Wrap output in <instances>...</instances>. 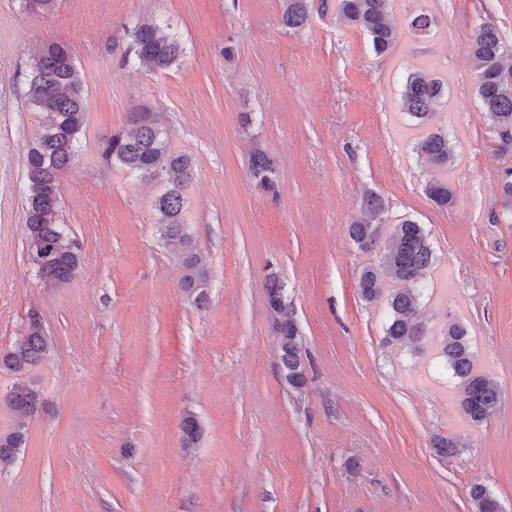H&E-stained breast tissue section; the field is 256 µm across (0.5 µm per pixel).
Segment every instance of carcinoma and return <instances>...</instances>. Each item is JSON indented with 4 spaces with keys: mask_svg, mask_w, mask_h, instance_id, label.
I'll return each mask as SVG.
<instances>
[{
    "mask_svg": "<svg viewBox=\"0 0 512 512\" xmlns=\"http://www.w3.org/2000/svg\"><path fill=\"white\" fill-rule=\"evenodd\" d=\"M56 0H20L25 14L50 13ZM394 0H333L336 18L345 21L369 38L374 52L386 53L397 39V26L392 18ZM309 18L308 0H285L282 23L300 29ZM431 22L423 14L410 18L407 26L414 35L430 32ZM174 24L167 19L143 23L127 30L131 53L139 67L150 72H163L178 64L185 48L172 33ZM473 70L475 89L491 127L499 139V151L512 149V64L504 62V46L496 24L485 19L473 30ZM448 95V83L420 70L406 74L402 96L405 111L419 126L431 124L435 111ZM25 98L27 105L48 114V122L33 134L26 156L25 241L28 260L47 283L70 282L82 264L79 245L65 225L57 223L60 206V178L79 153L80 135L87 119L83 82L75 65L71 47L63 42H49L37 47L31 55ZM130 131L113 130L102 136L98 145L100 161L130 175L159 183L162 191L153 201L158 212L161 234L185 246L182 280L183 291L198 306L207 301L210 270L207 257L191 245L184 214L188 208L187 188L194 178L192 158L172 148L167 129L155 112L139 109L130 113ZM418 153L425 161L444 172L454 166L456 155L442 129H432L418 142ZM249 170L259 188L272 192L276 186V170L263 151H254L248 160ZM424 193L436 207L446 210L455 202L448 179L425 183ZM385 204L380 195L368 192L361 210L367 218L349 225L351 239L361 249L377 243L378 225L372 218L380 215ZM502 215L512 217V170L506 172L502 185ZM434 262V252L422 225L404 220L394 225L381 255L380 265L395 283L387 299L389 319L384 329L386 342L402 346H420L427 330L418 317L419 297L425 285L421 278ZM377 268H364L358 279L361 297L377 301L380 295ZM267 302L279 315L277 323L280 362L286 380L295 390L305 384V362L299 328L289 310L285 286L272 278L267 284ZM51 345L42 322L32 317L24 337L13 348L0 352V371L23 375L34 370L50 352ZM442 354L447 367L462 384L460 408L474 424L486 421L501 398L496 380L479 373L473 366L468 329L450 324L443 333ZM4 407L17 422L0 431V466L16 459L25 442V420L40 412L41 391L18 384L3 400ZM199 425L191 414L182 421L185 446L196 442ZM472 512H502L498 499L484 486L470 491Z\"/></svg>",
    "mask_w": 512,
    "mask_h": 512,
    "instance_id": "obj_1",
    "label": "carcinoma"
}]
</instances>
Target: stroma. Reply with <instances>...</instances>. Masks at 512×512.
I'll use <instances>...</instances> for the list:
<instances>
[{
    "label": "stroma",
    "instance_id": "35a3bbf8",
    "mask_svg": "<svg viewBox=\"0 0 512 512\" xmlns=\"http://www.w3.org/2000/svg\"><path fill=\"white\" fill-rule=\"evenodd\" d=\"M283 10L284 0H57L27 16L0 0V351L34 316L52 341L29 374L46 404L0 469V512H471L475 485L512 512V224L500 215L512 153L498 149L471 62L483 18L512 52V0H396L398 38L382 55L321 0L298 30ZM422 11L432 31L419 38L406 20ZM167 18L185 56L139 69L125 27ZM53 41L72 48L87 103L58 213L83 263L62 285L37 275L24 239L26 150L47 119L25 103L29 55ZM414 69L448 82L432 120L457 154L446 210L423 191L437 172L401 109ZM142 107L194 161L185 219L211 269L201 308L182 289L181 245L160 234L159 186L97 156L100 136ZM258 149L276 193L250 174ZM369 191L388 207L382 236L410 219L434 252L418 349L387 344L385 301L357 288L380 260L348 232ZM271 274L301 334L299 391L280 364ZM457 321L476 370L501 388L478 426L439 355ZM189 414L201 435L187 448ZM442 438L458 455L435 452Z\"/></svg>",
    "mask_w": 512,
    "mask_h": 512
}]
</instances>
